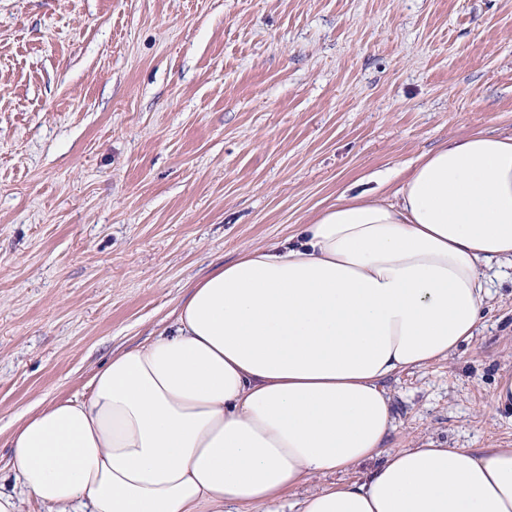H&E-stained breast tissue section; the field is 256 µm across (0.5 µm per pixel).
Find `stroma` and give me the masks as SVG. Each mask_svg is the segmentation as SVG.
Instances as JSON below:
<instances>
[{"mask_svg": "<svg viewBox=\"0 0 512 512\" xmlns=\"http://www.w3.org/2000/svg\"><path fill=\"white\" fill-rule=\"evenodd\" d=\"M512 135V0H0V455L174 318L210 262L442 140ZM477 335L385 382L387 445H512V269ZM491 405L496 412H512V376L506 375L499 380L492 394Z\"/></svg>", "mask_w": 512, "mask_h": 512, "instance_id": "stroma-1", "label": "stroma"}]
</instances>
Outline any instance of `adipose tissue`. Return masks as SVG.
Segmentation results:
<instances>
[{
  "label": "adipose tissue",
  "mask_w": 512,
  "mask_h": 512,
  "mask_svg": "<svg viewBox=\"0 0 512 512\" xmlns=\"http://www.w3.org/2000/svg\"><path fill=\"white\" fill-rule=\"evenodd\" d=\"M394 181L216 263L86 395L25 412L0 512H280L314 479L299 512H512V448L387 449L384 386L483 320V270L512 262V137L448 139Z\"/></svg>",
  "instance_id": "ef3b65f1"
}]
</instances>
